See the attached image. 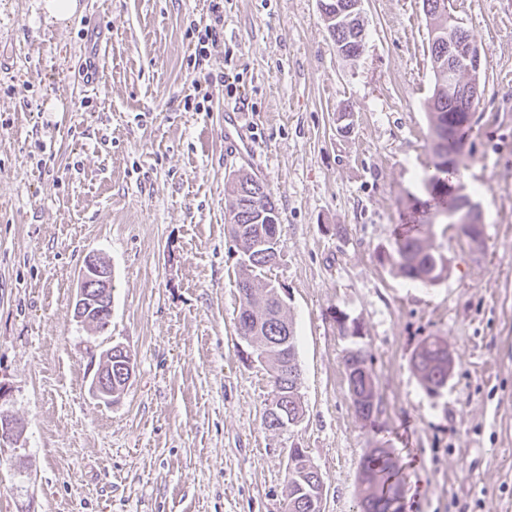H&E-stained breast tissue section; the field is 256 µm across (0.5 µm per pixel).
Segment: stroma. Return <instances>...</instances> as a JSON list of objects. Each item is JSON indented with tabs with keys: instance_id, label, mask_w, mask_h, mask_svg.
Listing matches in <instances>:
<instances>
[{
	"instance_id": "obj_1",
	"label": "stroma",
	"mask_w": 512,
	"mask_h": 512,
	"mask_svg": "<svg viewBox=\"0 0 512 512\" xmlns=\"http://www.w3.org/2000/svg\"><path fill=\"white\" fill-rule=\"evenodd\" d=\"M79 4L51 27L39 0H0V383L25 425L21 447L0 451V512H283L293 446L325 479V512H357L372 448L398 462L402 512H512V0H450L481 48L461 163L485 241L423 225L448 260L428 286L384 259L434 162L422 0H363L354 61L319 0H223L209 60L223 92L186 65L209 0ZM94 34L101 77L87 87ZM206 94L207 110L185 103ZM240 103L247 159L224 138ZM243 170L280 213L266 276L286 290L304 407L283 433L263 422L270 378L235 327L224 185ZM92 253L112 264L102 332L73 312ZM340 312L361 335L340 332ZM433 336L453 359L436 392L413 365ZM118 343L134 374L107 405L90 361ZM356 349L376 385L367 422L344 366Z\"/></svg>"
}]
</instances>
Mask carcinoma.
<instances>
[{
    "instance_id": "carcinoma-1",
    "label": "carcinoma",
    "mask_w": 512,
    "mask_h": 512,
    "mask_svg": "<svg viewBox=\"0 0 512 512\" xmlns=\"http://www.w3.org/2000/svg\"><path fill=\"white\" fill-rule=\"evenodd\" d=\"M447 0H422L423 11L429 27V52L433 72V89L430 104V122L434 137L439 129L455 130L454 123L459 114L466 110L463 102L448 97V38L463 37L467 31L459 25L448 23ZM463 133L445 146L434 149V169L443 172L448 165L449 155L462 149ZM426 191L438 196L448 191V185L437 175L422 177ZM224 194L229 198L228 212L233 223L229 233L238 250L250 252V263L239 265L237 285L241 304L251 305V313L237 315V332L250 336L255 346L265 354L269 367L272 390L285 397L290 413L303 410L301 391L294 390L291 370L299 369L296 337L293 322L280 312L276 301L269 298L270 283L264 280L265 269L275 260L277 246L268 236L266 225L257 222L258 209L262 206L276 207L268 185L252 174L238 173L225 183ZM387 262L398 273L409 280L423 285H432L443 278L448 270L447 259L442 253L425 244L413 234L402 235L394 240L391 251L385 255ZM421 359L420 371L423 383L435 386L448 380V371L435 364L438 350L434 338L425 340L416 353ZM349 392L357 416L368 420L375 407V385L372 379L363 375L348 376ZM362 473L367 475L368 484L361 489L364 512H398L400 487L397 481V464L385 448L375 449L364 459ZM288 512H306L301 502L306 498L307 478L299 468L287 472Z\"/></svg>"
}]
</instances>
